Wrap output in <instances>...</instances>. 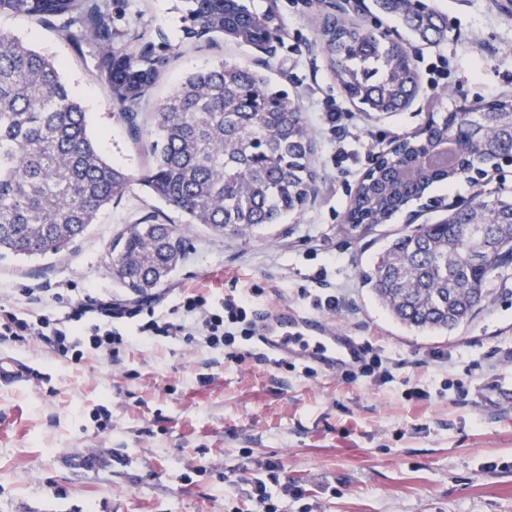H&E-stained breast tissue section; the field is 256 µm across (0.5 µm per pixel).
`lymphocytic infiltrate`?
Instances as JSON below:
<instances>
[{
    "instance_id": "obj_1",
    "label": "lymphocytic infiltrate",
    "mask_w": 512,
    "mask_h": 512,
    "mask_svg": "<svg viewBox=\"0 0 512 512\" xmlns=\"http://www.w3.org/2000/svg\"><path fill=\"white\" fill-rule=\"evenodd\" d=\"M178 306L181 320H162L154 307H130L99 295L90 299L75 298L69 303L64 317L40 314L24 318L6 313L0 318V343L16 342L33 337L50 344L61 355L81 359L85 348L116 350L124 343L122 327L138 320L136 335L146 338H180L192 343L203 340L210 348H233L237 340L248 341L253 336L255 311L247 298L227 295L210 301L204 293L182 292Z\"/></svg>"
}]
</instances>
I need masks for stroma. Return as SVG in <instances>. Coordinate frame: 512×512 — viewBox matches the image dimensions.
I'll return each mask as SVG.
<instances>
[{"label":"stroma","mask_w":512,"mask_h":512,"mask_svg":"<svg viewBox=\"0 0 512 512\" xmlns=\"http://www.w3.org/2000/svg\"><path fill=\"white\" fill-rule=\"evenodd\" d=\"M443 23L435 41L413 37L396 19L360 0L348 19L394 33L409 49L420 82L400 112L374 115L350 103L321 47L326 0H251L274 9L280 30L270 53L220 40L185 41L179 0H129L121 25L147 36L163 30L179 50L154 88L160 103L188 73L224 61L262 67L303 112L316 143L317 192L301 213L243 238L206 227L186 233L181 261L147 301L178 321L180 290L219 298L256 289L257 311L314 309L303 292L314 278L343 294L326 314L336 328L381 350L394 365L377 386L342 375H307L296 363L269 357L227 359L223 350L181 339L136 340L106 359L81 361L39 341L10 342L1 356L28 361L38 374L0 391V512H253L240 492L279 462L284 512H512V408L480 386L512 372V283L453 331L408 328L395 320L361 274L406 214L361 234L344 217L372 156L420 128L430 114L462 102L512 94V0H429ZM0 30L62 65L85 107L103 154L139 176L141 145L94 79L90 53L76 51L58 29L0 14ZM339 110L341 132L324 128L323 112ZM344 139L349 158L336 153ZM139 184L103 210L74 246L59 254L0 260V305L21 314L64 316L71 298L135 299L113 271V240L156 209ZM444 350L447 366L429 353ZM466 378L461 390L445 382ZM429 391L411 400L408 386ZM98 457L92 469L80 456Z\"/></svg>","instance_id":"1"}]
</instances>
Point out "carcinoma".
<instances>
[{
  "instance_id": "cac0c4a2",
  "label": "carcinoma",
  "mask_w": 512,
  "mask_h": 512,
  "mask_svg": "<svg viewBox=\"0 0 512 512\" xmlns=\"http://www.w3.org/2000/svg\"><path fill=\"white\" fill-rule=\"evenodd\" d=\"M184 38L224 36L255 48L278 31L272 9L247 0H180ZM420 38L443 30L427 0H377ZM26 15L58 27L79 51L93 50L94 74L110 104L141 137L145 110L174 45L162 32L136 46L116 43L120 0H0V14ZM333 75L365 112L403 111L416 75L405 47L375 27L327 16L321 30ZM59 63L0 31V256L57 254L82 238L100 210L132 182L108 161L87 131L86 112ZM156 138L139 177L151 196L184 217L168 225L154 215L113 242L116 273L135 294L160 286L180 260L185 231L202 224L226 238L247 236L300 212L317 179L315 150L301 113L256 70L219 62L182 80L150 112ZM478 125L479 144L439 172L419 171L433 143ZM512 150V96L454 109L429 121L425 134L402 141L366 174L347 211L354 227L385 224L433 198L438 187L476 186ZM477 224L485 236L468 233ZM378 301L409 328L446 332L466 321L512 280V197L478 192L439 224H419L393 238L364 274Z\"/></svg>"
}]
</instances>
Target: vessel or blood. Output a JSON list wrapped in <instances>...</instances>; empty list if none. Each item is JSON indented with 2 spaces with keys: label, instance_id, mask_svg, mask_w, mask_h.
Returning <instances> with one entry per match:
<instances>
[{
  "label": "vessel or blood",
  "instance_id": "b4317fda",
  "mask_svg": "<svg viewBox=\"0 0 512 512\" xmlns=\"http://www.w3.org/2000/svg\"><path fill=\"white\" fill-rule=\"evenodd\" d=\"M254 344L263 355L277 360L298 359L328 374L353 369L363 355V344L349 332L324 319L299 316L285 309L259 315ZM32 376L21 359H0V389L19 387Z\"/></svg>",
  "mask_w": 512,
  "mask_h": 512
}]
</instances>
